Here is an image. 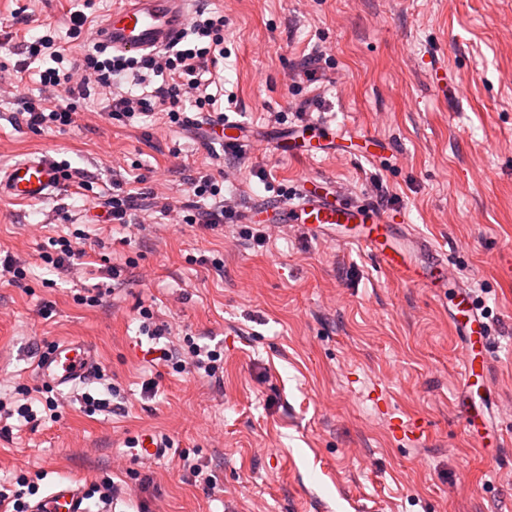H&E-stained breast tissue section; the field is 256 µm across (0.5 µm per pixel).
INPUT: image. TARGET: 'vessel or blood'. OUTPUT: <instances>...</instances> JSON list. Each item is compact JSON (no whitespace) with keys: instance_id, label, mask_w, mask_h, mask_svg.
I'll use <instances>...</instances> for the list:
<instances>
[{"instance_id":"obj_1","label":"vessel or blood","mask_w":512,"mask_h":512,"mask_svg":"<svg viewBox=\"0 0 512 512\" xmlns=\"http://www.w3.org/2000/svg\"><path fill=\"white\" fill-rule=\"evenodd\" d=\"M196 0H116L106 18L93 32L95 40L114 53L151 54L177 44L186 33ZM274 150L284 156L309 154L314 147L305 134H292L274 142ZM59 186L51 161L34 156L17 162L0 173V200L38 203ZM268 220L277 224H299L309 236H335L339 228L352 227L353 243L395 273L402 281L425 288H446L453 293V327L464 339L461 388L469 390L475 374L477 343L488 336V325L463 282L447 279L445 256L426 237L396 227L377 205L365 202L341 204L336 197L316 190L306 180L291 200L272 206ZM95 355L83 341L72 340L56 347L37 362L39 378L55 388L72 387L92 368ZM29 512H88L85 489L80 479L62 478L46 494L36 499Z\"/></svg>"}]
</instances>
